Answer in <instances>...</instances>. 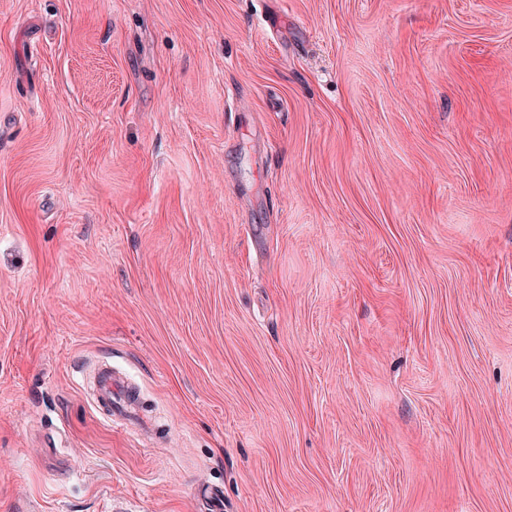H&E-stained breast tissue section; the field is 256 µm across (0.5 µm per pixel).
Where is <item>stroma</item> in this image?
<instances>
[{
	"instance_id": "stroma-1",
	"label": "stroma",
	"mask_w": 512,
	"mask_h": 512,
	"mask_svg": "<svg viewBox=\"0 0 512 512\" xmlns=\"http://www.w3.org/2000/svg\"><path fill=\"white\" fill-rule=\"evenodd\" d=\"M202 482L512 512V0H0V512ZM94 395L96 400L107 408L110 415H112V400H115L116 396L123 395L129 406H132L136 400L133 388L124 380L113 376L112 369L108 368L99 374L94 385Z\"/></svg>"
}]
</instances>
